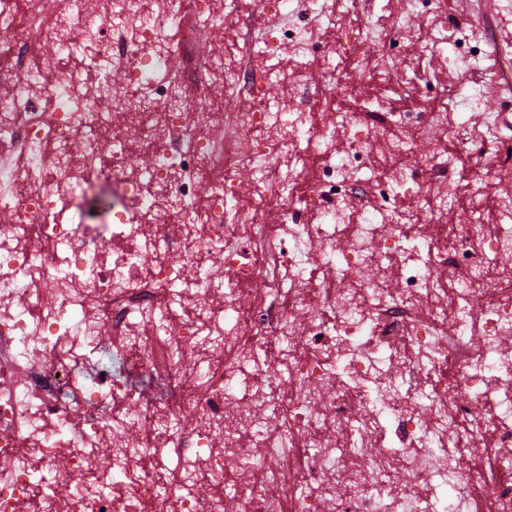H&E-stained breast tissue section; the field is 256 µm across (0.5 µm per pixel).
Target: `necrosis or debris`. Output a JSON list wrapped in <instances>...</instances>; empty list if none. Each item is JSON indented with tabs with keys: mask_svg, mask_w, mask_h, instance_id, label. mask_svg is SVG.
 Masks as SVG:
<instances>
[{
	"mask_svg": "<svg viewBox=\"0 0 512 512\" xmlns=\"http://www.w3.org/2000/svg\"><path fill=\"white\" fill-rule=\"evenodd\" d=\"M155 3L0 0L12 32L0 67V209L11 215L0 226V455L10 460L0 512H420L431 490L512 512V408L501 404L512 399V224H485L476 208L449 222V199L432 189L450 176L433 137L448 113L414 111L397 88L395 34L375 21L365 35L376 61L352 65L353 80L380 89L370 108L294 122L290 101L265 95L288 73L254 66L252 53H313L320 36L306 14L266 0L217 99L204 85L183 90L171 70L179 59L215 71L199 57V21L226 17L197 0ZM170 25L179 46L164 37ZM35 30L90 60L86 94L60 67L30 81ZM239 97L256 109L222 111ZM506 120L457 138L493 207L512 215V195L498 192L512 181ZM128 127L148 164L123 145ZM341 131L335 161L325 146ZM423 141L430 152L415 153ZM245 169L257 179L226 217ZM415 169L405 222L349 220L357 200L388 195ZM100 182L126 189L111 223L66 222L74 187ZM287 182L299 190L288 201L275 193ZM312 206L320 223L299 216ZM161 208L171 221L157 223ZM313 250L327 265L291 279ZM218 257L220 278L207 268ZM104 348L168 379L167 397L144 399L98 372ZM201 364L216 383L200 386ZM131 407L137 419L118 417ZM384 412L393 429L380 426ZM101 453L116 469L97 468ZM360 471L387 478V496Z\"/></svg>",
	"mask_w": 512,
	"mask_h": 512,
	"instance_id": "obj_1",
	"label": "necrosis or debris"
}]
</instances>
